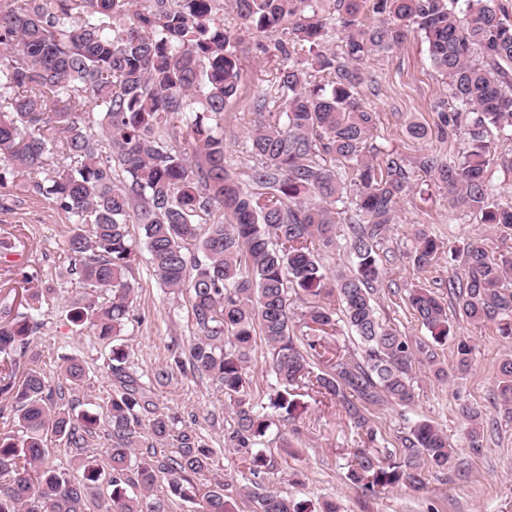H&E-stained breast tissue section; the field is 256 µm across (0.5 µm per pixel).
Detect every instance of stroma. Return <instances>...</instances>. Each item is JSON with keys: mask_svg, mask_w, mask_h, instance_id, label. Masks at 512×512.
Masks as SVG:
<instances>
[{"mask_svg": "<svg viewBox=\"0 0 512 512\" xmlns=\"http://www.w3.org/2000/svg\"><path fill=\"white\" fill-rule=\"evenodd\" d=\"M224 25L238 34L243 49L241 96L224 114V164L243 178L252 165L247 143L250 103L254 96L264 94L272 104H279L283 94L277 79L281 61L263 53L261 46L267 43V36L246 29L232 9H225ZM362 69L366 81L359 97L377 114L371 142L381 153L394 152L411 161L434 149L457 155L466 152L468 143L462 134L443 138L438 133L442 114L437 102L447 87L432 67L419 34H411L391 53L364 60ZM413 122L427 127L428 139L410 138L407 127ZM419 225L446 244L425 272L413 266V233ZM69 230L64 215L46 202L26 200L15 211L0 213V240L13 232L20 235L10 247H0V311L12 304L11 295L3 290L6 281L35 270L50 283L54 298L37 317L40 328L31 349L51 378L61 356H77L86 368V382L66 397L73 400L76 411H92L112 392L107 366L112 344L99 340L90 330L75 331L67 319L71 301L89 293L77 276L66 272ZM130 231L137 261L129 274L135 295L125 338L127 365L148 384L155 370L167 364L173 346L190 345L195 327L188 291H173L159 284L140 226L131 225ZM478 238L512 251V229H490L475 215L450 208L445 190L428 177L416 176L412 191L398 207L395 224L378 249L386 271L375 293L380 318L414 341L429 340L428 330L412 316L406 295L409 289L426 287L440 300H447L449 279L463 272L455 247ZM452 323L456 334L473 348L468 373L440 381L427 363L415 364V398L410 405L381 402L368 406L366 415L375 432L371 440L353 428L339 401L304 392L306 410L295 425L275 422L263 437L259 449L272 458L274 466L256 480L296 500H336L341 512H512V421L501 420L495 400L498 365L512 354V340L498 336L493 326L473 324L459 316ZM247 372L253 403L267 405L275 379L262 337L254 339ZM156 398L160 409L173 415L178 426L195 428L211 445L213 473L218 479L233 486L254 480L238 455L224 445L234 416L223 392L211 380L178 374L168 385L157 388ZM464 404L499 420L497 429L485 434L481 450L469 446L466 425L459 415ZM418 419L429 420L447 433L455 450L448 469L430 472L427 487L420 492L398 487L371 492L350 483L347 462L355 449L371 444L399 454L402 437Z\"/></svg>", "mask_w": 512, "mask_h": 512, "instance_id": "1", "label": "stroma"}]
</instances>
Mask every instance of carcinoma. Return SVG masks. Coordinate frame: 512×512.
Wrapping results in <instances>:
<instances>
[{
	"label": "carcinoma",
	"mask_w": 512,
	"mask_h": 512,
	"mask_svg": "<svg viewBox=\"0 0 512 512\" xmlns=\"http://www.w3.org/2000/svg\"><path fill=\"white\" fill-rule=\"evenodd\" d=\"M464 2L460 18L455 0H333L329 14L319 0H230L247 28L274 37L272 51L310 55L279 70L288 89L279 111L269 110L266 96L253 98L245 189L224 166V112L238 98L241 61L222 0H0V213L21 203L13 191L19 178L28 197L66 216L68 274L109 293L103 302H74L68 320L113 342L112 394L99 410L74 415L60 399L63 383L84 386L78 358H62L56 384L37 365H22L35 315L54 294L38 272L22 274L14 291L22 310L0 313V394L12 401L0 428V512H91L106 491V512H167L154 494L161 481L196 512H237L239 499L250 512H339L332 499L297 501L257 483L233 490L203 481L212 448L192 427L176 428L152 388L126 371L120 337L131 319L128 273L136 261L129 225H140L162 285L190 284L195 341L173 350L154 382L189 373L224 391L235 422L230 447L253 477L273 467L253 451L273 424L250 397L256 335L271 355L269 407L280 421L300 414L301 388L339 400L359 429L370 405L410 404L413 363L420 356L432 363L434 353L385 325L373 294L384 275L377 247L414 174L431 178L451 207L489 228H512V203L495 201L487 181L493 166L512 170V152L495 142V134L512 133V15L501 0ZM367 9L379 22L364 21ZM332 23L342 34L338 51L326 46ZM413 31L446 80L444 123L463 133L469 150L423 153L411 167L391 153L377 163L366 152L376 113L358 98L366 79L360 64ZM182 129L189 153L177 146ZM336 159L353 169V189L329 165ZM349 190L357 211L348 241L353 270L331 284L319 252L336 246V203ZM414 240L413 263L426 271L443 242L423 228ZM456 252L464 273L448 289L459 314L512 339V252L496 255L484 239ZM335 293L337 309L327 302ZM293 294L307 298L306 310L295 311ZM407 301L434 343L455 341V369L468 371L472 347L453 335L448 307L423 287L410 289ZM338 310L364 348L362 363L319 351L321 337L336 331ZM298 323L309 330L302 339ZM497 399L512 419L511 355L498 366ZM459 413L470 447H482V411L463 405ZM102 422L109 425L106 469L88 452ZM50 436L79 450L76 472L44 465ZM158 447L170 453H151L129 477L136 450ZM453 454L448 435L419 420L403 437V457L361 448L347 478L369 490L421 491Z\"/></svg>",
	"instance_id": "1"
}]
</instances>
